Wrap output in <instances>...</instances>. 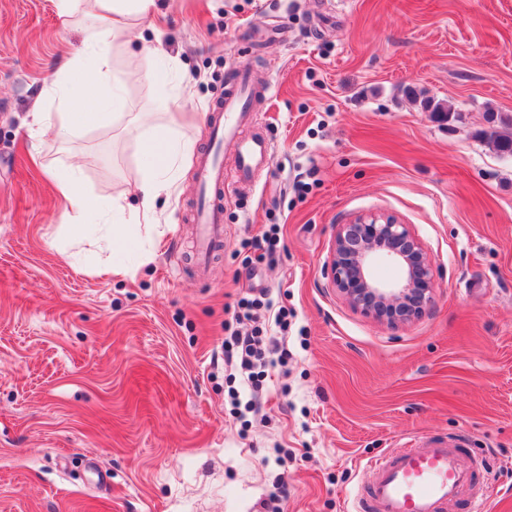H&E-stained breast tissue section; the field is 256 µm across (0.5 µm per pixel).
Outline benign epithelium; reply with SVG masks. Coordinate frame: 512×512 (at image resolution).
<instances>
[{
	"label": "benign epithelium",
	"mask_w": 512,
	"mask_h": 512,
	"mask_svg": "<svg viewBox=\"0 0 512 512\" xmlns=\"http://www.w3.org/2000/svg\"><path fill=\"white\" fill-rule=\"evenodd\" d=\"M383 254L402 270L392 283L376 280L374 259ZM331 283L355 308L389 324L420 317L432 301L433 271L409 225L388 213L369 212L340 224L327 264Z\"/></svg>",
	"instance_id": "obj_1"
}]
</instances>
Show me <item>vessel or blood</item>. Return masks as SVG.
Returning <instances> with one entry per match:
<instances>
[{
	"mask_svg": "<svg viewBox=\"0 0 512 512\" xmlns=\"http://www.w3.org/2000/svg\"><path fill=\"white\" fill-rule=\"evenodd\" d=\"M261 93L249 69L243 67L211 109V134L199 158L192 208L199 266H207L224 241L225 184L252 185L258 168L272 157L273 141L266 131L243 130L246 115ZM228 148L234 153L229 169L224 166ZM366 469L370 480L356 497L355 512H447L465 489L477 485L476 472L437 439L408 442L395 454L369 461Z\"/></svg>",
	"mask_w": 512,
	"mask_h": 512,
	"instance_id": "b4317fda",
	"label": "vessel or blood"
}]
</instances>
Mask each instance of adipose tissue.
Masks as SVG:
<instances>
[{
  "mask_svg": "<svg viewBox=\"0 0 512 512\" xmlns=\"http://www.w3.org/2000/svg\"><path fill=\"white\" fill-rule=\"evenodd\" d=\"M56 12L64 21L77 17H91L95 24L90 35L84 41L85 54L91 55L97 74L96 80L82 82L79 89H56L48 85L46 93H58L65 111L61 113L58 123H51L50 115L36 111L31 115L32 125L43 127L53 125L57 138L69 141L78 131V110L100 109L108 102L99 94V81L111 78L113 92H120L122 79L112 78V47L126 37L133 20H143L152 16L157 10L156 0H54ZM142 151L151 160L149 170L135 183L134 194L140 205L133 215L136 223L158 225L157 201L161 196L170 194L174 181L170 172L176 162L188 161L192 154V140L171 138L170 135L150 137L141 143ZM55 187L64 201L62 218L76 236L83 237L90 233L86 224V214L97 210V200L85 189L82 177L77 172H67L56 176Z\"/></svg>",
  "mask_w": 512,
  "mask_h": 512,
  "instance_id": "1",
  "label": "adipose tissue"
}]
</instances>
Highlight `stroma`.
I'll return each mask as SVG.
<instances>
[{
    "label": "stroma",
    "mask_w": 512,
    "mask_h": 512,
    "mask_svg": "<svg viewBox=\"0 0 512 512\" xmlns=\"http://www.w3.org/2000/svg\"><path fill=\"white\" fill-rule=\"evenodd\" d=\"M85 36L53 0H0V512H260L273 494L285 512H351L367 462L422 437L484 454L485 512H512V159L481 136L488 113L512 115V0H159L114 68L156 46L178 68L127 83L118 116L74 144L32 133L46 85L81 79L63 66ZM243 66L272 88L247 126L275 148L253 191L226 186L205 273L195 162L161 244L136 224L113 241L111 198L145 166L132 113L203 150ZM426 97L459 120L435 121ZM49 167L81 171L95 236L62 223ZM370 211L432 260L411 322L363 314L326 275L337 225ZM273 224L274 259L250 263ZM115 257L131 274L98 276ZM253 288L292 315L288 363L256 392L226 378L222 349L227 306ZM232 389L261 415L230 416Z\"/></svg>",
    "instance_id": "stroma-1"
}]
</instances>
